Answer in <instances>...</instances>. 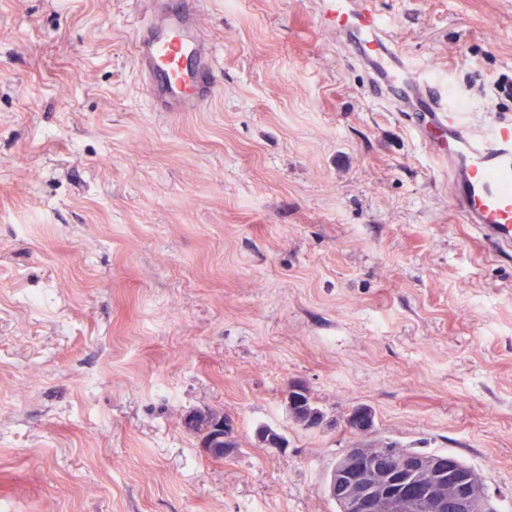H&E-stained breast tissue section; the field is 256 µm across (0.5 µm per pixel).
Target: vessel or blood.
<instances>
[{
	"label": "vessel or blood",
	"instance_id": "1",
	"mask_svg": "<svg viewBox=\"0 0 512 512\" xmlns=\"http://www.w3.org/2000/svg\"><path fill=\"white\" fill-rule=\"evenodd\" d=\"M133 54L155 112H189L215 89V53L203 38L200 0H138ZM319 17L336 31L368 91L401 113L425 146L448 164V193L461 223L485 250L512 255V116L471 119L446 82L419 74L384 35L373 0H319Z\"/></svg>",
	"mask_w": 512,
	"mask_h": 512
}]
</instances>
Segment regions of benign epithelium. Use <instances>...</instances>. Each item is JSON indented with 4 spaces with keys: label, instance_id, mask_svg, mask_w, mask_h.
<instances>
[{
    "label": "benign epithelium",
    "instance_id": "7a95c632",
    "mask_svg": "<svg viewBox=\"0 0 512 512\" xmlns=\"http://www.w3.org/2000/svg\"><path fill=\"white\" fill-rule=\"evenodd\" d=\"M424 470L431 479L421 483L416 474ZM333 492L356 512H377L383 502L408 504L420 512H485L474 477L449 457L415 456L402 462L384 457L370 466L352 448L338 468Z\"/></svg>",
    "mask_w": 512,
    "mask_h": 512
}]
</instances>
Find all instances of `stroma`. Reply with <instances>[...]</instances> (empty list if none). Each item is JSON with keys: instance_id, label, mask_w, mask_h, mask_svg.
<instances>
[{"instance_id": "1", "label": "stroma", "mask_w": 512, "mask_h": 512, "mask_svg": "<svg viewBox=\"0 0 512 512\" xmlns=\"http://www.w3.org/2000/svg\"><path fill=\"white\" fill-rule=\"evenodd\" d=\"M375 3L468 112L512 114V0ZM201 22L211 100L153 112L126 0H0V512H336L361 405L512 503V256L459 222L315 0ZM294 383L321 428L292 421ZM200 409L234 453L201 448ZM219 419H222V422L224 423V430H222L218 435L224 436V439H217L213 441L212 448L206 449L211 453H215L216 456L221 457L228 454L233 448H236L234 440L227 439L229 435L230 438H233V427L227 416L222 417L209 412L197 411L188 417L186 424L197 436L201 435V433L207 428L210 429V434L214 435L213 427ZM213 448L217 449L214 451Z\"/></svg>"}]
</instances>
